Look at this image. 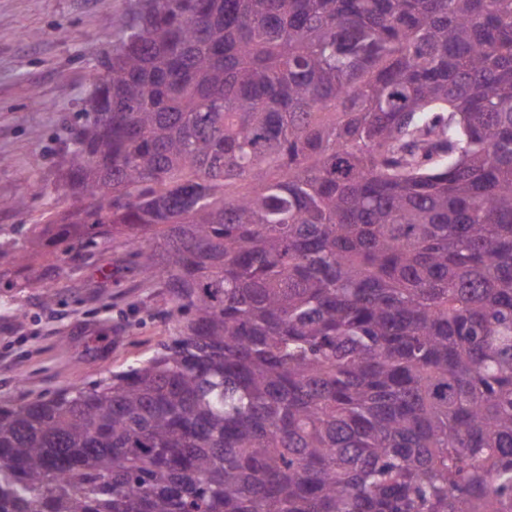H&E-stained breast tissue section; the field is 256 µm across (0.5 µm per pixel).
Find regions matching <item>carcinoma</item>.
<instances>
[{
	"label": "carcinoma",
	"mask_w": 512,
	"mask_h": 512,
	"mask_svg": "<svg viewBox=\"0 0 512 512\" xmlns=\"http://www.w3.org/2000/svg\"><path fill=\"white\" fill-rule=\"evenodd\" d=\"M89 80L64 262L177 330L0 399V512H512V0H137Z\"/></svg>",
	"instance_id": "cac0c4a2"
}]
</instances>
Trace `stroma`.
I'll return each mask as SVG.
<instances>
[{"label": "stroma", "instance_id": "stroma-1", "mask_svg": "<svg viewBox=\"0 0 512 512\" xmlns=\"http://www.w3.org/2000/svg\"><path fill=\"white\" fill-rule=\"evenodd\" d=\"M133 2L0 0V247L39 233L48 213L66 216L69 131L85 119L88 75L119 42ZM22 194L34 200L19 213L12 202ZM34 260L51 270L44 283L27 285L11 270V287L0 288L1 398L92 383L143 359L176 328L167 290L132 269L118 243L62 275L53 272L55 248Z\"/></svg>", "mask_w": 512, "mask_h": 512}]
</instances>
